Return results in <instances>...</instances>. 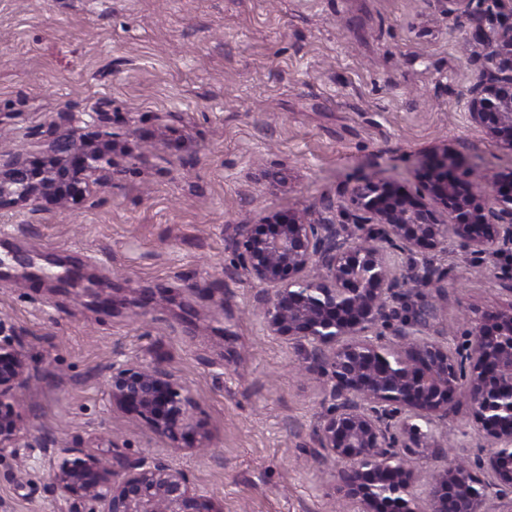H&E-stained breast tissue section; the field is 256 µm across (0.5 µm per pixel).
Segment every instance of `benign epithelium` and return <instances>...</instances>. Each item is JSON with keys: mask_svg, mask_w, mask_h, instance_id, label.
Segmentation results:
<instances>
[{"mask_svg": "<svg viewBox=\"0 0 512 512\" xmlns=\"http://www.w3.org/2000/svg\"><path fill=\"white\" fill-rule=\"evenodd\" d=\"M471 24L469 40L485 62L468 90L470 124L512 153V8L486 28L491 7L507 0H443ZM113 143L124 135L107 108L64 116ZM48 159L36 169L31 154ZM105 154L84 139L55 135L24 152L0 151V211L37 213L106 181ZM414 192L367 177L346 191L344 222L312 223L294 211L239 224V265L262 286L264 329L306 352L302 371L326 381L314 426L317 461L336 464L333 492L357 512H493L490 496L512 512V301L486 309L462 344L427 337L434 305L424 288L442 290L451 270L398 264L402 254L445 252L497 260L496 277L512 295V171L478 180L448 143L427 152ZM400 310L394 309V303ZM399 318L394 345L383 330ZM31 379L28 357L0 321V459L21 456L23 418L16 395ZM112 406L184 450L202 447L201 424L185 384L158 364L112 366ZM465 401L489 453L475 466L432 472L424 497L414 460L442 447L441 428ZM51 492L68 512H223L185 473L143 456L112 464V440L45 452ZM486 472L484 481L474 469Z\"/></svg>", "mask_w": 512, "mask_h": 512, "instance_id": "obj_1", "label": "benign epithelium"}]
</instances>
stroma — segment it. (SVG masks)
<instances>
[{"label":"stroma","mask_w":512,"mask_h":512,"mask_svg":"<svg viewBox=\"0 0 512 512\" xmlns=\"http://www.w3.org/2000/svg\"><path fill=\"white\" fill-rule=\"evenodd\" d=\"M468 29L440 0H0V149L78 134L65 114L103 104L125 132V157L82 200L0 213V249L65 257L79 275L65 289L21 269L0 280V320L34 370L16 399L24 436L55 448L111 434L118 455L181 469L224 512H354L311 454L323 387L267 335L236 227L287 209L334 219L366 175L415 190L444 139L468 168L512 170L467 118L483 64ZM433 262L455 275L436 340L512 301L492 263L453 249ZM130 359L187 384L206 453L112 407V366ZM447 433L450 455L420 473L485 456L466 406ZM24 460L21 482L0 461V512H65L41 451Z\"/></svg>","instance_id":"obj_1"}]
</instances>
